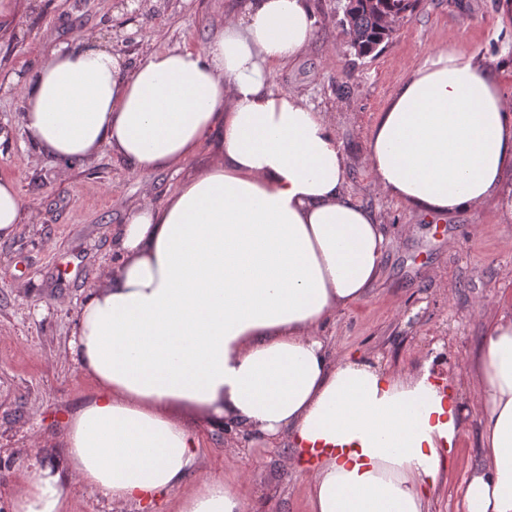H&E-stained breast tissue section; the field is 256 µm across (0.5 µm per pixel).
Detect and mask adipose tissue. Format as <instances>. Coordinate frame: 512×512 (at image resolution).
Returning a JSON list of instances; mask_svg holds the SVG:
<instances>
[{
    "label": "adipose tissue",
    "instance_id": "1",
    "mask_svg": "<svg viewBox=\"0 0 512 512\" xmlns=\"http://www.w3.org/2000/svg\"><path fill=\"white\" fill-rule=\"evenodd\" d=\"M308 0H250L205 46L154 49L129 66L111 46L49 49L20 83L37 152L90 162L109 145L131 171L180 179L130 208L118 259L87 293L71 345L94 392L66 420L62 463L25 466L11 512H69L65 475L120 512L179 487L200 461L198 421L288 444L310 472L309 512H430L459 406L433 360L394 372L338 357L323 330L370 297L389 239L349 195L326 113L270 78L306 49ZM212 158L185 172L202 146ZM375 185L430 214L494 202L512 168V113L494 75L441 51L377 116ZM29 215L0 178V239ZM482 457L463 512H512V296L472 352ZM177 512H249L234 477L208 476Z\"/></svg>",
    "mask_w": 512,
    "mask_h": 512
}]
</instances>
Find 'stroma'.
<instances>
[{
    "mask_svg": "<svg viewBox=\"0 0 512 512\" xmlns=\"http://www.w3.org/2000/svg\"><path fill=\"white\" fill-rule=\"evenodd\" d=\"M20 22L0 27V176L13 178L36 214L0 241V512L24 487L22 467L64 456L65 421L93 384L71 356L77 311L100 272L117 258L112 233L144 185L156 199L177 184L170 171L129 172L101 148L59 178L58 163L32 155L21 125L14 79L45 61L38 46L78 40L116 45L132 37L127 62L149 48L204 46L247 0H150L147 13L115 0H18ZM345 0H310L317 18L311 45L275 72V88L326 112L344 149L352 196L388 227L383 273L368 301L337 315L325 334L337 355L365 352L398 369L419 365L433 346L447 350L441 372L464 400L453 465L432 512H463L462 488L479 460L480 409L468 363L496 297L512 293V215L495 204L437 218L397 205L372 182L365 142L378 112L431 55L446 50L492 71L512 111V0H420L377 55L357 58L341 25ZM201 460L179 488L147 507L176 512L178 502L211 473L237 476L256 512H306V473L290 451L267 448L243 432L201 428Z\"/></svg>",
    "mask_w": 512,
    "mask_h": 512,
    "instance_id": "35a3bbf8",
    "label": "stroma"
}]
</instances>
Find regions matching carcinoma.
<instances>
[{
  "instance_id": "carcinoma-1",
  "label": "carcinoma",
  "mask_w": 512,
  "mask_h": 512,
  "mask_svg": "<svg viewBox=\"0 0 512 512\" xmlns=\"http://www.w3.org/2000/svg\"><path fill=\"white\" fill-rule=\"evenodd\" d=\"M417 6L418 0H347L343 24L350 52H358L363 58L373 54L394 35L386 29L383 18L387 15L405 18L412 15Z\"/></svg>"
}]
</instances>
